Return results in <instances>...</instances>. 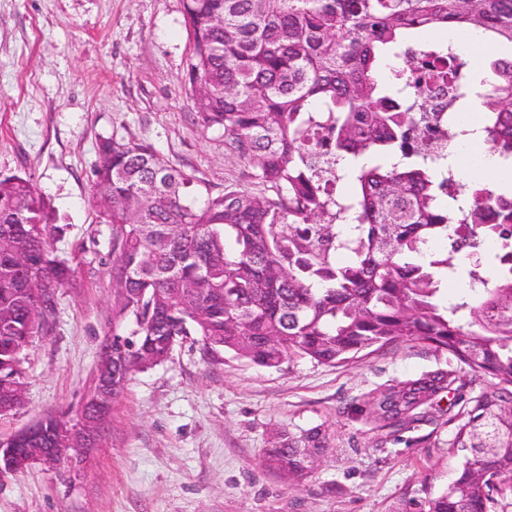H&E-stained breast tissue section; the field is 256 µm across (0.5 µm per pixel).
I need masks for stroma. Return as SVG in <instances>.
<instances>
[{
    "label": "stroma",
    "mask_w": 512,
    "mask_h": 512,
    "mask_svg": "<svg viewBox=\"0 0 512 512\" xmlns=\"http://www.w3.org/2000/svg\"><path fill=\"white\" fill-rule=\"evenodd\" d=\"M189 57L181 0H0V176L30 177L81 282L59 290L47 331L25 348L24 402L0 414V441L45 413L77 414L112 331L109 230L91 205L99 140L151 143L194 172L201 194L252 185L219 132L194 120ZM447 365L403 342L341 366L268 369L188 340L133 375L83 463L0 472V512H395L453 478L448 418L472 390L439 396L432 419L402 430L361 408ZM321 424L331 447L306 481L266 467L272 432Z\"/></svg>",
    "instance_id": "stroma-1"
}]
</instances>
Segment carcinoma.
<instances>
[{"instance_id": "cac0c4a2", "label": "carcinoma", "mask_w": 512, "mask_h": 512, "mask_svg": "<svg viewBox=\"0 0 512 512\" xmlns=\"http://www.w3.org/2000/svg\"><path fill=\"white\" fill-rule=\"evenodd\" d=\"M187 77L198 123L219 130L259 193L225 187L203 200L197 178L139 140L102 138L91 202L110 230L112 354L99 355L112 398L178 342L267 367L291 358L340 365L419 341L456 366L387 385L362 409L381 428L423 420L438 396L485 388L449 419L459 459L446 488L399 512H512V266L490 281L483 244L512 250V187L460 175L423 147L425 93L387 56L429 31L474 30L489 48L478 82L494 151L512 164V0H182ZM336 152L331 206L309 162L318 133ZM452 224L467 235L448 237ZM446 241L450 250L433 249ZM468 265L467 291L441 295ZM39 279L35 298L29 283ZM76 269L56 255L44 199L30 178L0 177V407L14 398L13 366L46 330L56 292ZM48 415L15 448H49ZM330 448L317 426L270 437L265 462L293 482Z\"/></svg>"}]
</instances>
